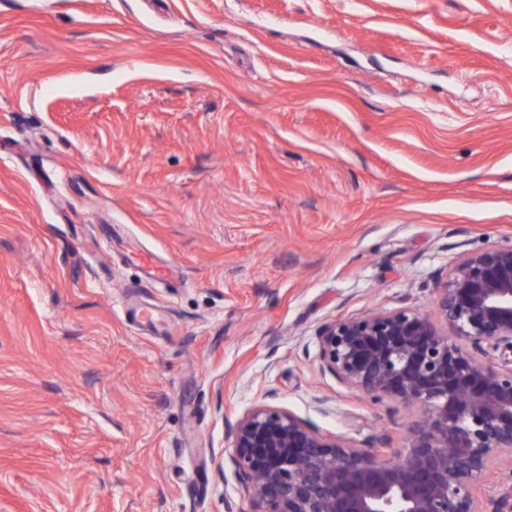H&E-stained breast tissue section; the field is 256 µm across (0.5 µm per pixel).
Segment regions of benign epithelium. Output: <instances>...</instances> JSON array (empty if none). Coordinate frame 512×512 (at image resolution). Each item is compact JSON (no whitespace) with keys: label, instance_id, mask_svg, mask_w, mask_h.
Listing matches in <instances>:
<instances>
[{"label":"benign epithelium","instance_id":"benign-epithelium-1","mask_svg":"<svg viewBox=\"0 0 512 512\" xmlns=\"http://www.w3.org/2000/svg\"><path fill=\"white\" fill-rule=\"evenodd\" d=\"M317 339L323 372L412 411L402 447L252 408L227 435L254 512H512V245L465 253L432 312L370 311L322 325ZM493 475L507 487L485 496Z\"/></svg>","mask_w":512,"mask_h":512}]
</instances>
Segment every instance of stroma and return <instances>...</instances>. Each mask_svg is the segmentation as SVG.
I'll return each mask as SVG.
<instances>
[{
	"label": "stroma",
	"mask_w": 512,
	"mask_h": 512,
	"mask_svg": "<svg viewBox=\"0 0 512 512\" xmlns=\"http://www.w3.org/2000/svg\"><path fill=\"white\" fill-rule=\"evenodd\" d=\"M507 44L512 0H0V512H251L211 453L261 404L401 447L316 333L512 244ZM136 262L148 278L171 283L173 270L169 267L159 266L152 254L143 252L137 256Z\"/></svg>",
	"instance_id": "obj_1"
}]
</instances>
